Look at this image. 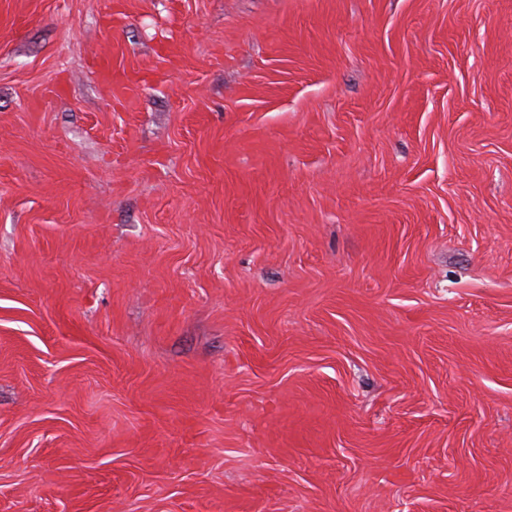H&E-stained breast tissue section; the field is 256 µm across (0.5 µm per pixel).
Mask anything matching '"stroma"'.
<instances>
[{
	"label": "stroma",
	"mask_w": 512,
	"mask_h": 512,
	"mask_svg": "<svg viewBox=\"0 0 512 512\" xmlns=\"http://www.w3.org/2000/svg\"><path fill=\"white\" fill-rule=\"evenodd\" d=\"M0 512H512V0H0ZM92 68L99 82L104 85L111 96L113 93L121 97L132 90L135 80L124 72L114 70L112 67V58H96L92 63Z\"/></svg>",
	"instance_id": "35a3bbf8"
}]
</instances>
